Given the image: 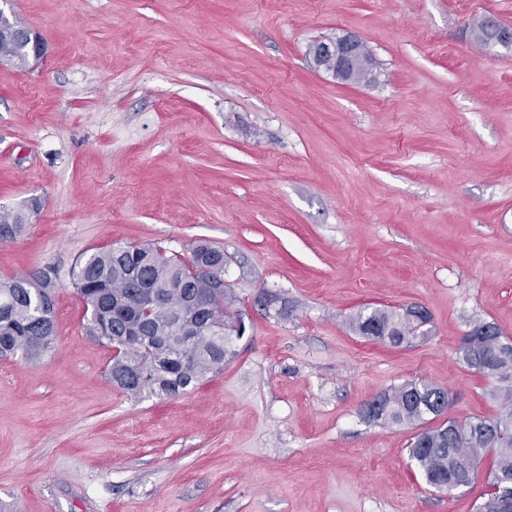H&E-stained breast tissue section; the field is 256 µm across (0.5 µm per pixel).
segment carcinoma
Here are the masks:
<instances>
[{
  "label": "carcinoma",
  "mask_w": 512,
  "mask_h": 512,
  "mask_svg": "<svg viewBox=\"0 0 512 512\" xmlns=\"http://www.w3.org/2000/svg\"><path fill=\"white\" fill-rule=\"evenodd\" d=\"M27 47L0 37V55L23 68ZM19 210H0V241L24 231ZM73 284L89 312L87 335L106 348L122 347L108 365V378L127 395H183L209 373L224 366L230 352L211 330L232 317L224 307V251L205 241L190 247V263L169 256L153 244L113 245L84 255L73 270ZM54 283L46 275L16 276L0 283V356L38 358L53 349ZM202 297L207 318L195 321V299ZM353 330L368 338L411 342L417 323L394 309L359 313ZM462 361L492 382L497 404L491 417L428 423L440 416L444 387L425 380L407 381L381 394L382 402L366 414L384 427L427 425V446H410L421 478L431 487H450L477 474L479 462L492 456L490 475L497 490L487 494L478 512H512V342L459 344Z\"/></svg>",
  "instance_id": "cac0c4a2"
}]
</instances>
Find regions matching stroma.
I'll return each instance as SVG.
<instances>
[{"label":"stroma","instance_id":"35a3bbf8","mask_svg":"<svg viewBox=\"0 0 512 512\" xmlns=\"http://www.w3.org/2000/svg\"><path fill=\"white\" fill-rule=\"evenodd\" d=\"M45 41L0 66V281L48 273L56 339L0 358V512H476L490 458L452 494L421 481L415 430L363 414L391 387L447 388L495 414L463 363L475 322L512 340V53L480 20L512 0H5ZM350 33L373 82L315 69ZM224 251L246 335L175 397H129L87 335L86 251ZM420 305L429 333H354ZM25 216L19 210H0V241L7 242L16 239L24 231ZM352 328L368 339L388 341L394 346H399L394 343L396 339L410 343L420 330L416 322L391 308H372L360 312L352 321Z\"/></svg>","mask_w":512,"mask_h":512}]
</instances>
